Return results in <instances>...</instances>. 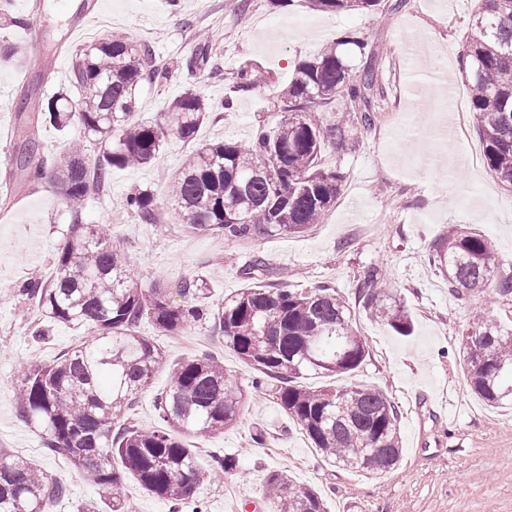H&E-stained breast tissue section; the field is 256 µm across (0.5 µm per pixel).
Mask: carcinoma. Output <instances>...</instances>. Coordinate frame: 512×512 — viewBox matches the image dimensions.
Wrapping results in <instances>:
<instances>
[{
	"label": "carcinoma",
	"mask_w": 512,
	"mask_h": 512,
	"mask_svg": "<svg viewBox=\"0 0 512 512\" xmlns=\"http://www.w3.org/2000/svg\"><path fill=\"white\" fill-rule=\"evenodd\" d=\"M321 12L395 9L383 0H308ZM339 45H353L362 56L375 51L347 33L319 55L299 62L288 86L273 103L275 121L257 129L248 141L198 144L182 170L170 178L169 199L185 226L198 233H222L228 240L256 239L309 230L330 209L346 175L321 162L325 144L342 140L346 126H371L368 111L353 115L356 104H369L374 87L369 65L355 75ZM71 84L77 97L61 92L23 110L36 112L65 129L78 126L82 140L55 161L31 138L17 155V166L41 178L55 171L70 207V234L54 260L50 280L22 289L41 314L77 326L86 339L49 364L25 367L19 385L24 417L44 436L46 449L64 457L85 479L103 489L106 507L87 503L77 512H130L123 481L134 479L146 492L171 503L172 512H203L194 499L209 478L233 470L230 457L202 469L186 437L224 432L239 418L243 392L221 362L187 359L169 368V386L156 396L163 426L145 430L128 421L138 395L150 390L166 364L164 351L137 334L147 320L163 336L176 335L207 315L201 305L206 289L199 278L167 288L143 290L132 280L120 245L103 224L84 218L87 196L108 184L112 168L155 161L172 135L194 142L210 112L194 90L172 101L165 125L131 120L140 85L168 79L172 67L156 59L151 47L109 33L98 42L74 48ZM463 56V77L470 86V111L484 145L488 168L512 189V0H483L471 24ZM28 50L0 44V61L23 67ZM264 75L249 66L236 71L232 95L260 87ZM342 97L349 113L336 120L321 111ZM97 147L91 155L88 148ZM144 224L156 221L155 198L137 190L123 201ZM431 259L463 299L493 288L512 299V275L499 276L501 258L491 242L467 228H448ZM249 284L224 299L212 315L215 326L246 364L262 375L276 399L306 434L327 464L378 476L398 464L402 448L399 413L380 389L360 383L314 389L301 384L308 375L343 376L365 361L366 344L351 322L345 299L327 284L294 289L286 282L264 283L265 263L255 256L240 269ZM179 300H174V297ZM358 306L394 332L409 336L413 322L404 302L384 288L379 271L357 287ZM461 361L472 392L490 407L512 404V333L484 317L468 322L460 339ZM63 488L41 467L23 458L0 455V512H50ZM267 495L273 512H325L320 493L295 486L283 475L270 476Z\"/></svg>",
	"instance_id": "obj_1"
}]
</instances>
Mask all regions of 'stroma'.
I'll return each mask as SVG.
<instances>
[{"label":"stroma","mask_w":512,"mask_h":512,"mask_svg":"<svg viewBox=\"0 0 512 512\" xmlns=\"http://www.w3.org/2000/svg\"><path fill=\"white\" fill-rule=\"evenodd\" d=\"M78 2L13 0L11 13L30 19L31 27L0 25L1 39L26 44L36 33L43 49L25 67L0 66V191H9L12 200L10 208L0 209V454L33 458L58 481L64 493L53 501L51 512H75L81 502L105 498L74 467H60L57 456L43 451L41 434L24 418L15 398L24 367L53 361L84 336L38 309L19 313V287L50 275L69 236V215L54 181L33 183L17 169L15 156L22 146L17 130L25 128L44 154L56 158L63 157L79 133L75 127L62 132L18 113L23 93L39 100L70 88L73 48L122 32L174 65L166 82L139 89L135 119L160 121L172 100L192 88L212 108L197 141H245L270 120L272 101L297 63L342 33L353 32L382 48L369 63L376 75L373 123L348 131L345 143L323 147L322 163L340 168L347 179L321 223L301 234L235 241L185 230L167 198L166 179L183 165L192 146L172 137L152 165L113 169L106 189L88 196L85 218L111 225L138 286L162 288L201 278L208 288L203 305L212 312L244 287L240 267L258 255L266 263L268 282H276L284 269L295 287L325 283L350 303L366 273L379 268L415 323L414 334L401 337L355 308L366 360L348 377L305 379L313 387L351 381L374 386L398 406L403 454L393 470L379 477L323 463L303 431L256 386L257 371L225 346L212 321L195 323L175 336L158 335L151 323H141L140 335L161 346L167 363L213 358L246 396L234 425L188 441L201 468L225 454L234 460L224 479L197 489L195 497L206 512H272L265 483L274 472L284 473L294 485L321 491L327 512H512V409H495L479 400L458 355L459 338L473 313L512 331V303L489 289L458 300L428 260L431 245L446 238L449 225L459 224L485 235L503 258L504 272L512 273V191L501 186L487 165L463 163L467 149H483L474 121H467L465 133L448 148L438 140L392 137L404 113H416L423 125L440 111L426 90L411 96L404 91L401 60L411 47H438L436 53L428 51L422 80L435 73L447 86L467 91L460 63L468 25L480 10L478 0H407L393 15L322 13L307 0L284 7L251 0L243 12L235 10V0H182L176 11L165 0H92L95 15L80 32L74 28ZM202 30L210 35L221 76H212L209 67L185 64ZM247 64L260 67L268 81L225 109L230 77ZM391 139L397 145L389 152L385 143ZM136 190L153 193L156 223H141L123 208V198ZM370 215L379 217V233L354 235L352 225Z\"/></svg>","instance_id":"1"}]
</instances>
